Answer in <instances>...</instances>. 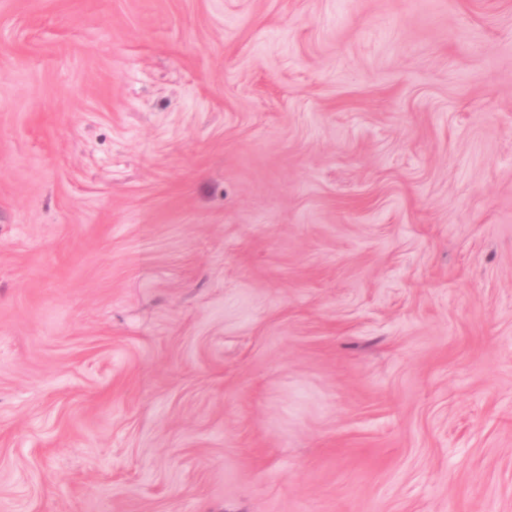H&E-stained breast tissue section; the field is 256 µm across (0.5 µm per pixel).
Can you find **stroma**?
<instances>
[{
  "instance_id": "35a3bbf8",
  "label": "stroma",
  "mask_w": 512,
  "mask_h": 512,
  "mask_svg": "<svg viewBox=\"0 0 512 512\" xmlns=\"http://www.w3.org/2000/svg\"><path fill=\"white\" fill-rule=\"evenodd\" d=\"M0 512H512V0H0Z\"/></svg>"
}]
</instances>
